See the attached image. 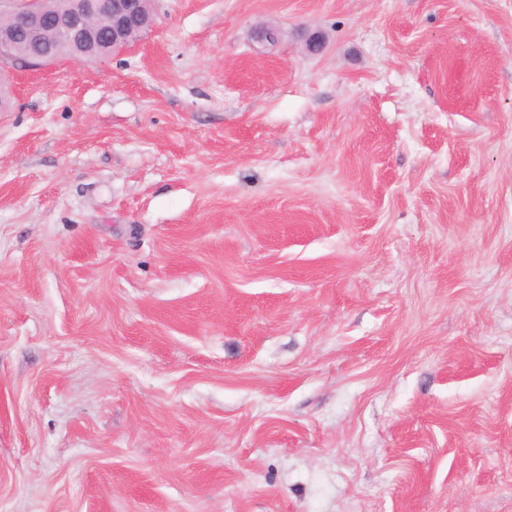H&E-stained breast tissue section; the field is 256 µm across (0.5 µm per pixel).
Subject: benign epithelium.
I'll use <instances>...</instances> for the list:
<instances>
[{
	"label": "benign epithelium",
	"mask_w": 512,
	"mask_h": 512,
	"mask_svg": "<svg viewBox=\"0 0 512 512\" xmlns=\"http://www.w3.org/2000/svg\"><path fill=\"white\" fill-rule=\"evenodd\" d=\"M100 17L108 19L112 46L118 49L129 44L132 32L145 33L154 25L146 0H71L68 13L56 21V26L76 45L82 59L98 61L108 56L97 49L100 42L97 19ZM46 26L41 0H3L0 3V62L19 63L30 70L53 63L57 55L51 48L24 58L11 55L17 34L22 33L29 40L40 43Z\"/></svg>",
	"instance_id": "7a95c632"
}]
</instances>
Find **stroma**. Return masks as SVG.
Wrapping results in <instances>:
<instances>
[{
    "label": "stroma",
    "mask_w": 512,
    "mask_h": 512,
    "mask_svg": "<svg viewBox=\"0 0 512 512\" xmlns=\"http://www.w3.org/2000/svg\"><path fill=\"white\" fill-rule=\"evenodd\" d=\"M154 8L0 64V512H512V0Z\"/></svg>",
    "instance_id": "stroma-1"
}]
</instances>
